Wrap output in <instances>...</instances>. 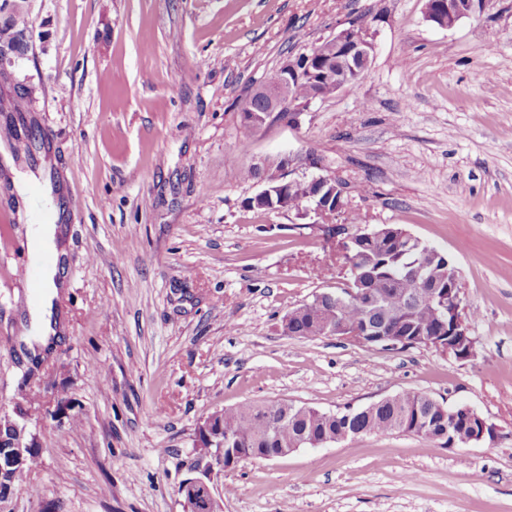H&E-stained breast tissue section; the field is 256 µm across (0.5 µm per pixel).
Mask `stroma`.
<instances>
[{
  "label": "stroma",
  "instance_id": "obj_1",
  "mask_svg": "<svg viewBox=\"0 0 512 512\" xmlns=\"http://www.w3.org/2000/svg\"><path fill=\"white\" fill-rule=\"evenodd\" d=\"M426 0H28L30 48L11 83L50 139L13 157L12 179L57 184L65 223L62 334L33 367L18 325L30 290L0 282V419L41 452L0 512H184L201 477L218 512H512V0L442 28ZM365 19L375 45L356 87L296 120L244 132L251 89L289 58ZM289 155L292 176H334L339 224H398L447 255L475 355L298 339L283 317L343 287L315 216L257 213L240 169ZM56 417L20 414L25 384ZM466 404L495 443L445 449L361 435L223 468L194 451L199 422L244 401L327 412L399 392Z\"/></svg>",
  "mask_w": 512,
  "mask_h": 512
}]
</instances>
